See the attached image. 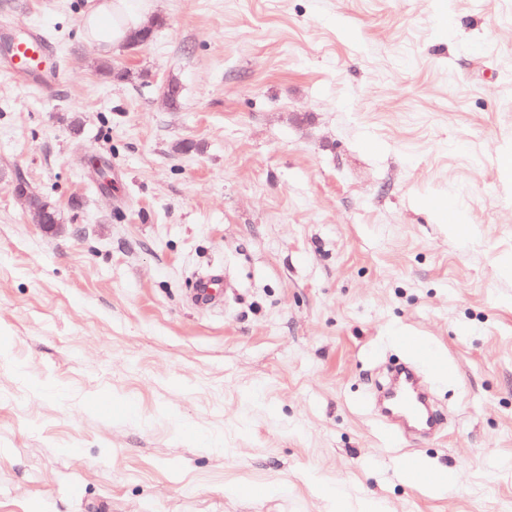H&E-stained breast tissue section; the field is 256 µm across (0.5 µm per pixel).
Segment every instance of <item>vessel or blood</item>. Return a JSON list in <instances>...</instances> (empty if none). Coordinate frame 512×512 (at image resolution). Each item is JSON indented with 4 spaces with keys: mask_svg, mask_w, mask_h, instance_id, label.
<instances>
[{
    "mask_svg": "<svg viewBox=\"0 0 512 512\" xmlns=\"http://www.w3.org/2000/svg\"><path fill=\"white\" fill-rule=\"evenodd\" d=\"M52 50L45 36L33 29H16L0 35V70L21 80L58 82L61 67L43 70ZM224 274L214 270L198 276L190 293L200 309L216 306L223 299ZM403 346L413 348L417 363L394 370L388 384L371 393L369 403L377 412L388 439L398 441L408 435L434 434L438 422L426 382L427 375L446 372L441 360L433 358L428 346L416 336L402 337Z\"/></svg>",
    "mask_w": 512,
    "mask_h": 512,
    "instance_id": "1",
    "label": "vessel or blood"
}]
</instances>
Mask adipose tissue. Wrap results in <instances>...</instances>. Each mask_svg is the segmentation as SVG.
Masks as SVG:
<instances>
[{
	"label": "adipose tissue",
	"mask_w": 512,
	"mask_h": 512,
	"mask_svg": "<svg viewBox=\"0 0 512 512\" xmlns=\"http://www.w3.org/2000/svg\"><path fill=\"white\" fill-rule=\"evenodd\" d=\"M139 23L138 14L129 9L127 0H97L81 19L89 41L103 50L127 40Z\"/></svg>",
	"instance_id": "adipose-tissue-1"
}]
</instances>
